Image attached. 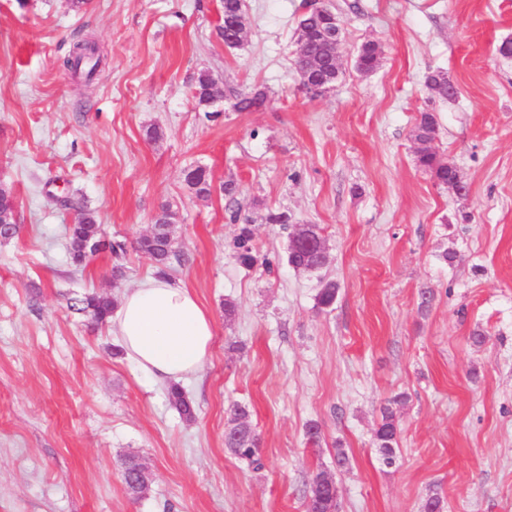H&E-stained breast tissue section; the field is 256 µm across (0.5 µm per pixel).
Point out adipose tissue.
<instances>
[{
  "label": "adipose tissue",
  "instance_id": "obj_1",
  "mask_svg": "<svg viewBox=\"0 0 512 512\" xmlns=\"http://www.w3.org/2000/svg\"><path fill=\"white\" fill-rule=\"evenodd\" d=\"M110 321L126 356L155 380L196 374L210 356L209 313L187 288L167 279H143L123 295Z\"/></svg>",
  "mask_w": 512,
  "mask_h": 512
}]
</instances>
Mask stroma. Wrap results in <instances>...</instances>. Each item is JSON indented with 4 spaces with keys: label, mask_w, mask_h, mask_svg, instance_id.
Wrapping results in <instances>:
<instances>
[{
    "label": "stroma",
    "mask_w": 512,
    "mask_h": 512,
    "mask_svg": "<svg viewBox=\"0 0 512 512\" xmlns=\"http://www.w3.org/2000/svg\"><path fill=\"white\" fill-rule=\"evenodd\" d=\"M324 2L344 26L342 74L313 97L294 68L303 0H246L239 49L218 35L221 0H0V185L19 224L0 240V512H305L320 469L339 512H421L433 493L444 512H512V57L498 51L512 40V0ZM80 39L103 57L91 81L62 65ZM368 40L382 56L365 75L353 61ZM203 69L264 90L265 106L223 101L206 118L192 97ZM435 70L453 98L426 92ZM425 110L466 199L416 164ZM197 166L212 180L205 199L184 181ZM229 180L258 253L279 259L272 270L236 261ZM64 196L129 241L163 206L177 211L170 279L214 326L208 362L181 382L194 420L115 355L111 326L71 309L92 290L121 299L155 268L132 249L74 268ZM279 212L320 225L321 273L288 264V236L268 219ZM321 276L339 286L326 308ZM401 393L388 467L375 430ZM234 402L260 433L261 470L224 446ZM130 454L149 474L139 498L121 480Z\"/></svg>",
    "instance_id": "stroma-1"
}]
</instances>
